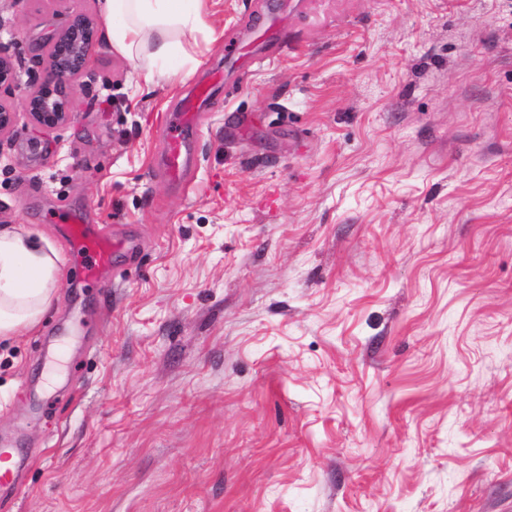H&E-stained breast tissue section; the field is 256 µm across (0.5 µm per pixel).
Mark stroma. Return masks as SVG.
Wrapping results in <instances>:
<instances>
[{
	"mask_svg": "<svg viewBox=\"0 0 512 512\" xmlns=\"http://www.w3.org/2000/svg\"><path fill=\"white\" fill-rule=\"evenodd\" d=\"M69 9L0 0L20 75ZM186 49L143 86L96 42L0 151V227L60 256L0 339V512H512V0H208ZM63 206L134 253L78 280ZM209 89L208 86H200L193 98H186L182 101L179 112H176L175 118L170 120L169 127H173L167 139L166 173L172 181L185 180L186 132L199 124L201 106L199 101L208 97Z\"/></svg>",
	"mask_w": 512,
	"mask_h": 512,
	"instance_id": "35a3bbf8",
	"label": "stroma"
}]
</instances>
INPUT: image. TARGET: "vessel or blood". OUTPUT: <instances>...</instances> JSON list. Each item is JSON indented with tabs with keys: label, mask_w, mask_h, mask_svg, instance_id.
<instances>
[{
	"label": "vessel or blood",
	"mask_w": 512,
	"mask_h": 512,
	"mask_svg": "<svg viewBox=\"0 0 512 512\" xmlns=\"http://www.w3.org/2000/svg\"><path fill=\"white\" fill-rule=\"evenodd\" d=\"M208 95V86H200L195 97L184 99L175 114L166 147V173L170 180L180 182L186 176V133L198 125L200 101ZM62 221L70 250L82 259L86 278H95L110 268L113 255L128 247L125 240L103 233L96 225L82 223L74 214L63 213Z\"/></svg>",
	"instance_id": "obj_1"
}]
</instances>
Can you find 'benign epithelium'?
I'll return each mask as SVG.
<instances>
[{"mask_svg": "<svg viewBox=\"0 0 512 512\" xmlns=\"http://www.w3.org/2000/svg\"><path fill=\"white\" fill-rule=\"evenodd\" d=\"M96 36L94 18L83 12L68 14L64 26L36 47L41 70L30 72L24 83L14 73L10 45L0 42V146L21 113L32 123L34 134L29 143L37 147L40 134L74 120L72 80L90 70Z\"/></svg>", "mask_w": 512, "mask_h": 512, "instance_id": "7a95c632", "label": "benign epithelium"}]
</instances>
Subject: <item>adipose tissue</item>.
I'll return each instance as SVG.
<instances>
[{
	"label": "adipose tissue",
	"mask_w": 512,
	"mask_h": 512,
	"mask_svg": "<svg viewBox=\"0 0 512 512\" xmlns=\"http://www.w3.org/2000/svg\"><path fill=\"white\" fill-rule=\"evenodd\" d=\"M205 0H99L104 41L136 62L145 84L177 77L184 38L203 24ZM59 255L16 226L0 228V337L34 326L50 306Z\"/></svg>",
	"instance_id": "obj_1"
}]
</instances>
